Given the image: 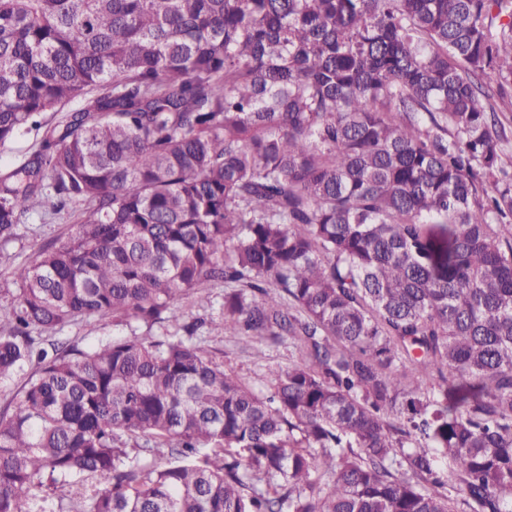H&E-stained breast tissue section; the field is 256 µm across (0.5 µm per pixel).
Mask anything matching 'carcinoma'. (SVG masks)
<instances>
[{
	"label": "carcinoma",
	"instance_id": "cac0c4a2",
	"mask_svg": "<svg viewBox=\"0 0 512 512\" xmlns=\"http://www.w3.org/2000/svg\"><path fill=\"white\" fill-rule=\"evenodd\" d=\"M510 99L512 0H0V242L76 226L0 307V512H512ZM219 284L268 395L152 335ZM504 110V109H503ZM499 131H503L501 136L500 148L502 162L506 166L512 165V112L507 109L504 112H498ZM39 139L40 133L38 134L35 130H32L24 137L20 138L15 144H13L12 150H6L3 153H0L2 165L13 164L22 155L33 152L39 145ZM128 332L123 326H115L112 320H92L90 323H79L65 329V336H69L80 346L88 347L101 340L118 337Z\"/></svg>",
	"mask_w": 512,
	"mask_h": 512
}]
</instances>
